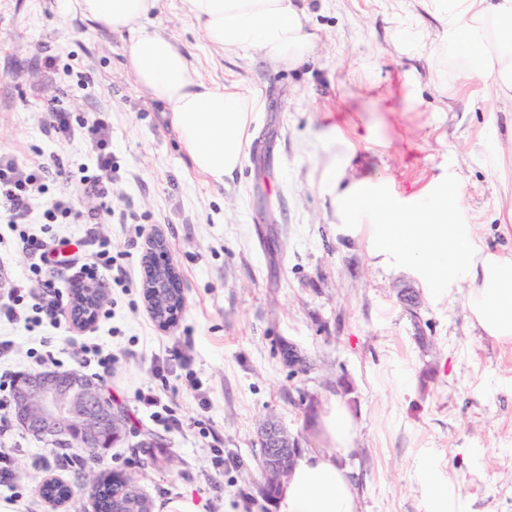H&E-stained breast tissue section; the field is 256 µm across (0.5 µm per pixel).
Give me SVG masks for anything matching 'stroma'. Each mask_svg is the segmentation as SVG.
<instances>
[{
    "label": "stroma",
    "mask_w": 512,
    "mask_h": 512,
    "mask_svg": "<svg viewBox=\"0 0 512 512\" xmlns=\"http://www.w3.org/2000/svg\"><path fill=\"white\" fill-rule=\"evenodd\" d=\"M441 9L440 0H312L319 40L294 65L215 49L182 0H159L148 30L171 38L203 79L251 85L265 101L241 170L215 186L193 169L168 108L125 67L127 36L89 27L68 0H0V152L21 166L56 155L73 177L91 175L96 155L81 140L45 135L48 111L75 122L102 112L111 127L112 221L53 232L80 255L111 240L133 284L106 287L110 317L74 331L55 366L84 369L86 343L111 355L127 435L100 466L132 473L153 512L183 497L199 512H273L261 492L260 423L276 417L300 447L324 448L318 425L334 397L357 423L349 466L361 512H437L435 479L448 488L447 512H512V342L475 321L470 282L436 298L417 272L376 256L368 224L343 228L335 192L320 184L345 151L340 188L364 180L404 203L453 174L483 254L512 256V224L500 221L511 202L495 174L512 167V138H492L486 103L461 94L434 51ZM46 51L63 72L56 88L25 70ZM155 235L185 297L166 329L142 295ZM406 286L421 293L414 316L396 297ZM54 334L0 323L15 343L0 374L28 372L29 353H44ZM173 346L187 363L171 368L160 395L179 430L135 400ZM287 346L308 366L286 364ZM0 449L13 473L0 503L12 512H53L38 492L48 478L72 487L67 512H93L84 470L46 453L4 411Z\"/></svg>",
    "instance_id": "1"
}]
</instances>
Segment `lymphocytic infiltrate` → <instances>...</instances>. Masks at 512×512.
Returning a JSON list of instances; mask_svg holds the SVG:
<instances>
[{
	"instance_id": "lymphocytic-infiltrate-1",
	"label": "lymphocytic infiltrate",
	"mask_w": 512,
	"mask_h": 512,
	"mask_svg": "<svg viewBox=\"0 0 512 512\" xmlns=\"http://www.w3.org/2000/svg\"><path fill=\"white\" fill-rule=\"evenodd\" d=\"M53 137L71 140L81 138L97 154V172L73 181L68 191L53 198L43 212L46 223L70 218L82 224L101 223L112 209L107 201L112 188L111 135L108 123L97 116L73 126L69 113L52 109L46 125ZM64 164L59 157L20 167L9 156L0 154V218L7 219L19 230L23 250L31 257L30 276L15 281L0 292V319L26 326L49 324L59 327L66 314L64 294L53 277L64 260L46 231L28 229L30 205L45 190L49 175H63Z\"/></svg>"
}]
</instances>
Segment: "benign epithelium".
Returning <instances> with one entry per match:
<instances>
[{
    "mask_svg": "<svg viewBox=\"0 0 512 512\" xmlns=\"http://www.w3.org/2000/svg\"><path fill=\"white\" fill-rule=\"evenodd\" d=\"M147 277L143 288L159 296L165 288L182 289L180 275L161 239H151L144 256ZM406 308L417 309L420 292L402 288L397 294ZM10 417L50 448H85L102 453L126 434L122 415L112 411L94 380L79 370L43 369L18 379L9 407ZM261 446L277 453V462L264 469L265 483L278 487L288 476L299 452L298 439L276 419L259 430ZM126 512H151L136 482L130 483Z\"/></svg>",
    "mask_w": 512,
    "mask_h": 512,
    "instance_id": "obj_1",
    "label": "benign epithelium"
}]
</instances>
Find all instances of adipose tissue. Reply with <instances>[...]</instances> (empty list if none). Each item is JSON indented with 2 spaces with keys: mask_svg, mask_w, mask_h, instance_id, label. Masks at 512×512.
I'll return each instance as SVG.
<instances>
[{
  "mask_svg": "<svg viewBox=\"0 0 512 512\" xmlns=\"http://www.w3.org/2000/svg\"><path fill=\"white\" fill-rule=\"evenodd\" d=\"M158 0H74L90 24L129 34L126 66L136 82L166 104L193 167L221 184L241 168L250 127L265 108L250 87L216 86L201 78L170 38L142 22ZM206 41L223 51L255 49L274 62L297 63L317 40L308 0H183ZM442 49L462 55L464 85L492 88L510 112L491 113V126L512 135V0H447ZM327 448L303 453L273 500L275 512H360L346 459L357 425L347 405L331 400L321 417Z\"/></svg>",
  "mask_w": 512,
  "mask_h": 512,
  "instance_id": "ef3b65f1",
  "label": "adipose tissue"
}]
</instances>
